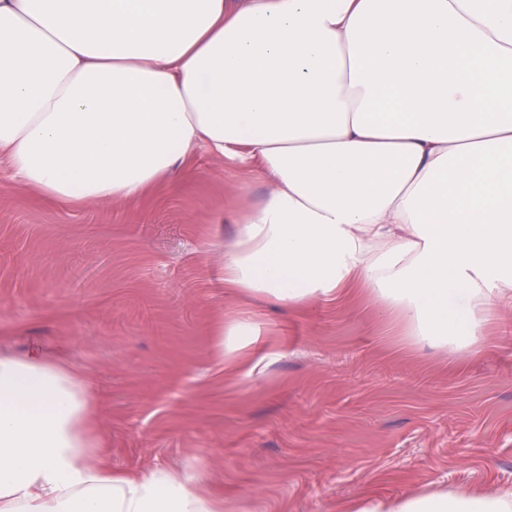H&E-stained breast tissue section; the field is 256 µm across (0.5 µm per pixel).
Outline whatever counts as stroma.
<instances>
[{
  "label": "stroma",
  "instance_id": "35a3bbf8",
  "mask_svg": "<svg viewBox=\"0 0 512 512\" xmlns=\"http://www.w3.org/2000/svg\"><path fill=\"white\" fill-rule=\"evenodd\" d=\"M269 190L201 149L138 197L62 203L0 159V348L39 346L87 380L113 469L183 468L224 512L512 489V307L451 358L359 283L300 308L220 287L216 247ZM242 311L266 342L252 373L214 353Z\"/></svg>",
  "mask_w": 512,
  "mask_h": 512
}]
</instances>
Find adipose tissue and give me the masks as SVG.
<instances>
[{"label": "adipose tissue", "mask_w": 512, "mask_h": 512, "mask_svg": "<svg viewBox=\"0 0 512 512\" xmlns=\"http://www.w3.org/2000/svg\"><path fill=\"white\" fill-rule=\"evenodd\" d=\"M259 165L218 275L285 307L362 281L410 338L478 348L512 304V0H0V158L60 202L130 199L198 149ZM237 365L255 318L223 323ZM65 361L0 353V512H224L114 470ZM343 512H512V491Z\"/></svg>", "instance_id": "adipose-tissue-1"}]
</instances>
